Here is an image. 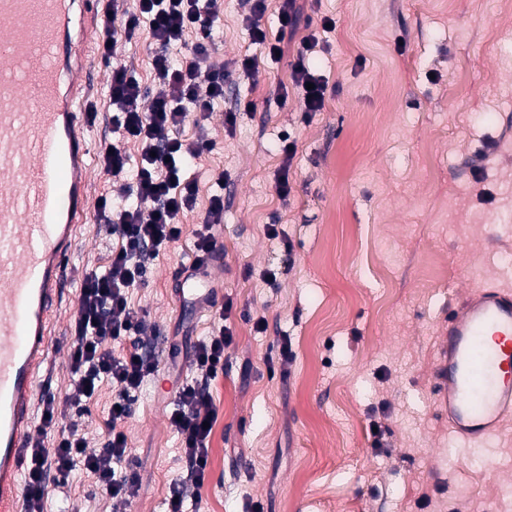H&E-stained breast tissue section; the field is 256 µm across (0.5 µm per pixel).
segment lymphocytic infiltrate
<instances>
[{"mask_svg": "<svg viewBox=\"0 0 512 512\" xmlns=\"http://www.w3.org/2000/svg\"><path fill=\"white\" fill-rule=\"evenodd\" d=\"M265 0H253L245 24L253 43L264 46L268 57L281 51L285 36L299 25L296 0H282L278 11L277 36H269L262 25ZM107 20H121L126 39H133L141 26H148L154 45L152 68L163 90L148 98L136 73L119 65L109 76L112 113L111 134L100 144V165L115 179L131 178L130 201L117 202L100 195L95 202L97 216L116 246L104 265L86 272L73 321L69 351L72 387L64 403L46 396L39 402L42 431L52 432V447L31 450L25 512H44L49 483H67L76 467L90 473L97 489L127 503L140 489L137 474L120 470L128 455V438L123 423L132 416L143 384L159 380L155 358L138 342L149 328L146 313L131 309V290L146 285L151 261L158 258L184 233V220L196 208L199 187L186 178L188 164L209 150V141L183 137L186 122L202 125L217 101L224 97L230 78L224 65L211 60V42L218 15L215 0H134L123 16L107 11ZM315 35H307L291 64V79L298 90L303 112L321 111L327 83L314 72L308 53ZM189 48L190 55L177 61L176 48ZM136 144L137 158H130L126 146ZM224 221V198L214 194L210 206L192 231L193 259L186 269L197 277L213 247L212 227ZM131 339L129 348L115 350L116 342ZM232 333L214 324L209 336L194 350L192 365L203 373L202 380L180 386L169 416L171 429L180 439L190 463V482L202 486L210 466L211 422L210 383L224 372V350ZM112 386V405L107 421L108 438L100 450L89 451V439L77 428L61 430L66 412L86 413L103 383ZM186 481V482H189ZM186 482L173 481L169 488L167 512H185Z\"/></svg>", "mask_w": 512, "mask_h": 512, "instance_id": "obj_1", "label": "lymphocytic infiltrate"}]
</instances>
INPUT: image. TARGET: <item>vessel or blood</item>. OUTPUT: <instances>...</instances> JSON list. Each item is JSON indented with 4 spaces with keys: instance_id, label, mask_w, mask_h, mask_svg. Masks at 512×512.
I'll return each instance as SVG.
<instances>
[{
    "instance_id": "obj_1",
    "label": "vessel or blood",
    "mask_w": 512,
    "mask_h": 512,
    "mask_svg": "<svg viewBox=\"0 0 512 512\" xmlns=\"http://www.w3.org/2000/svg\"><path fill=\"white\" fill-rule=\"evenodd\" d=\"M105 0H0V512H23L40 372L64 267L88 216L86 96ZM434 391L481 447L512 422V290L451 304Z\"/></svg>"
}]
</instances>
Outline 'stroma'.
I'll list each match as a JSON object with an SVG mask.
<instances>
[{"instance_id": "35a3bbf8", "label": "stroma", "mask_w": 512, "mask_h": 512, "mask_svg": "<svg viewBox=\"0 0 512 512\" xmlns=\"http://www.w3.org/2000/svg\"><path fill=\"white\" fill-rule=\"evenodd\" d=\"M299 3L328 82L323 109L309 117L291 54L275 61L251 44L248 0L217 4L212 57L234 71L206 123L213 146L187 171L198 182L197 211L129 299L157 329L142 337L144 349L174 370L162 386H143L124 425L139 494L128 506L112 502L78 469L51 488L45 512H166L171 481L190 476L169 411L179 382L199 379L194 348L219 316L233 342L211 383L210 470L203 486L189 484L186 512H246L254 502L263 512H496L512 501V426L467 448L448 432L433 379L449 299L483 283L512 289V222L494 219L512 208V11L499 0ZM326 16L336 22L329 32ZM247 54L256 75L235 66ZM151 58L144 26L118 62L154 95ZM97 71L91 194L121 197L97 157L111 111L110 69ZM240 100L255 111L226 126L225 111ZM285 136L296 145L286 173ZM283 174L292 187L285 199L276 191ZM216 193L224 264L206 278L213 306L200 308L177 301V272L192 260V230ZM273 222L275 239L266 234ZM111 244L96 214L77 225L40 393L61 400L68 391L83 275L104 264ZM111 406L106 383L78 420L91 447L105 440Z\"/></svg>"}]
</instances>
